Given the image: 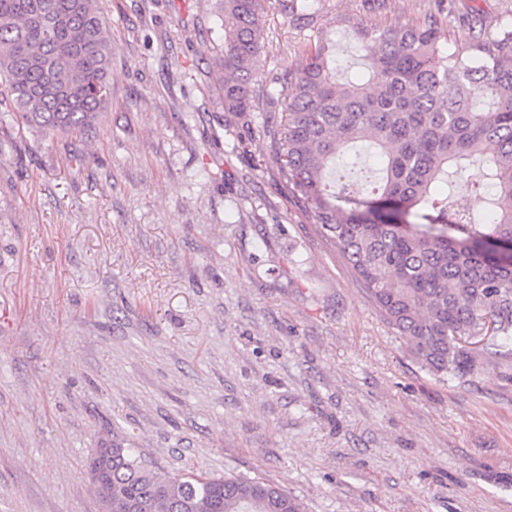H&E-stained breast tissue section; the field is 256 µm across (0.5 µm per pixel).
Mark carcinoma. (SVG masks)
Wrapping results in <instances>:
<instances>
[{
	"label": "carcinoma",
	"instance_id": "carcinoma-1",
	"mask_svg": "<svg viewBox=\"0 0 512 512\" xmlns=\"http://www.w3.org/2000/svg\"><path fill=\"white\" fill-rule=\"evenodd\" d=\"M98 0H0V84L17 114L46 134L91 128L110 103L112 43ZM264 0H220L222 44L211 47L224 111L265 101L281 113L268 129L289 192L312 213L415 358L442 380L473 371L467 343L498 339L512 356V12L493 29L467 18L469 44L451 51L439 19L357 28L374 54L367 83L340 82L328 41L302 43L301 65L279 77V97L258 80ZM367 142L385 163L328 180L336 157ZM472 182L489 222L461 211L441 185ZM109 470L92 481L112 512H303L299 500L259 477L195 470L161 474L141 451L101 440Z\"/></svg>",
	"mask_w": 512,
	"mask_h": 512
}]
</instances>
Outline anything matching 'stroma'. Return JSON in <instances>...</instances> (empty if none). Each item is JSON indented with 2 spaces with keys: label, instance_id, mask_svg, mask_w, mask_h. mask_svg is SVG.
I'll list each match as a JSON object with an SVG mask.
<instances>
[{
  "label": "stroma",
  "instance_id": "stroma-1",
  "mask_svg": "<svg viewBox=\"0 0 512 512\" xmlns=\"http://www.w3.org/2000/svg\"><path fill=\"white\" fill-rule=\"evenodd\" d=\"M265 0L259 74L331 32L438 12L449 47L512 0ZM110 105L94 129H0V512H99L101 437L165 473L261 477L304 512H512V384L440 381L373 306L213 90L214 0H99Z\"/></svg>",
  "mask_w": 512,
  "mask_h": 512
}]
</instances>
